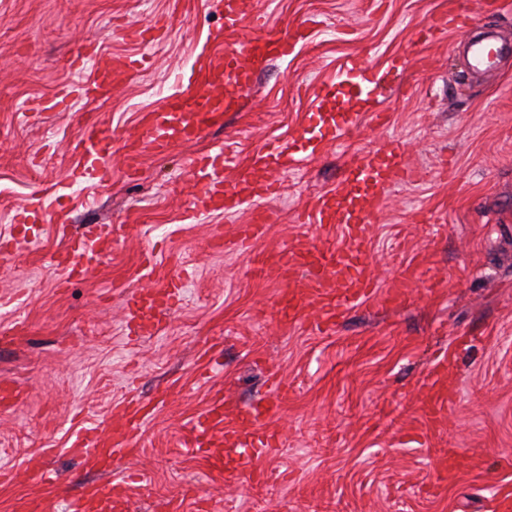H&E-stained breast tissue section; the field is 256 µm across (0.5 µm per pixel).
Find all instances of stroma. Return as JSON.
Instances as JSON below:
<instances>
[{
    "mask_svg": "<svg viewBox=\"0 0 512 512\" xmlns=\"http://www.w3.org/2000/svg\"><path fill=\"white\" fill-rule=\"evenodd\" d=\"M448 0H256L269 25L314 22L295 53L273 62L241 111L199 140L177 143L163 157L140 159L129 176L120 146L143 113L176 92L201 55L220 60L247 30L224 28L221 0H0V238L15 230L26 203L41 211L36 253L0 267V329L25 331L0 344V378L28 397L0 412V512L45 495L55 512L86 485L125 482L126 512H490L492 488L512 482V59L495 76L469 70L463 45L480 29L512 39V0H462L463 29L426 41L418 62L399 58ZM165 23L157 42L127 36L150 20ZM92 55L75 61L78 44ZM146 57L131 81L104 102L77 96L97 66L115 56ZM363 58L382 78L351 130L315 144L312 162L279 173L275 214L257 250L308 237L342 243L301 221L313 195L336 188L347 155L396 138L417 172L394 188L366 229L367 262L378 287L401 268L420 265L408 304L361 307L334 334L302 324L281 330L275 273L252 277L245 257L212 245L215 231L232 237L248 212L195 215L199 185L193 157L223 149L227 179L250 166L265 145L298 136L310 111H339L317 89L337 81L345 61ZM70 94L66 111L47 112V98ZM389 115L385 129L375 111ZM111 129L116 144L108 182L71 184L68 170L86 117ZM117 228L112 252L84 279L69 281L48 257L63 228ZM152 252L160 274H182L183 298L155 336L124 328V293L142 286L141 264ZM448 353L457 408L433 444L411 440L424 397L421 379ZM288 399L268 419L283 444L254 462L266 479H233L212 471L184 434L215 390L233 403L258 400L270 374ZM153 408L137 453L111 470L86 467L68 452L84 427L109 432L129 401ZM455 448L477 457L439 496L426 494L436 456ZM52 471L53 483L36 477Z\"/></svg>",
    "mask_w": 512,
    "mask_h": 512,
    "instance_id": "1",
    "label": "stroma"
}]
</instances>
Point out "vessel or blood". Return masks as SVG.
I'll list each match as a JSON object with an SVG mask.
<instances>
[{"mask_svg": "<svg viewBox=\"0 0 512 512\" xmlns=\"http://www.w3.org/2000/svg\"><path fill=\"white\" fill-rule=\"evenodd\" d=\"M223 4L225 28L236 31L250 26L251 37L241 48L227 49L219 62L194 65L165 105L144 115L123 144L128 175L137 174L141 154H167L176 142L198 139L211 127L222 124L225 113L238 111L252 96L259 72L271 61L288 58L306 38L307 26L303 23L285 31L269 26L258 12L255 0H223ZM463 19L456 0H451L447 11L428 21L425 34L432 37L447 33ZM503 55V49L491 50L476 42L469 48L468 66L476 72L491 73L497 70ZM139 66L138 60L114 57L110 64L96 70L81 87L80 94L88 100L110 97L113 88L138 74ZM342 76L344 85L352 88L379 86L377 75L356 60L347 62ZM347 127V120L331 122L320 112H310L296 139L262 152L251 168L241 171L229 184L224 181L223 152L201 157L194 163V175L204 184L203 192L193 202L196 212L231 214L250 210V223L239 225L236 236L225 240L223 247L248 252V269L253 275L276 272L285 287L278 301V320L284 328L305 323L315 334H333L337 319L352 308L371 304L395 309L405 305L410 288L420 279L419 266H406L388 289L378 295L365 263L366 224L382 209L387 193L413 176L405 160V147L395 139L350 156L343 172V185L355 191L357 202L345 201L342 190L332 189L315 196L303 217L304 223L319 225L323 230L342 226L346 232L343 246L325 247L301 239L271 251L252 248L273 218L267 202L279 190L274 171L306 165L311 159V143L336 138ZM77 151L84 165L72 171V180L110 178V129L96 120L85 119ZM111 249V225L91 224L81 232L67 235L64 246L51 254L50 261L67 280H79ZM142 272L150 282L147 287L128 291L124 299L125 322L128 332L154 336L162 330L163 317L179 302L182 283L176 276L156 275L149 261ZM447 373L448 359L442 356L433 361L422 379L426 395L420 404L421 417L412 432L413 438L431 441L454 414L457 396L446 383ZM287 395L281 379L275 378L261 402L239 405L229 412L224 407L223 390H215L206 408L193 419L186 442L215 471L229 466L235 474L262 479L263 474L254 469L253 461L264 452L281 447V435L268 429L265 422L280 410ZM142 423L137 413L122 409L111 435L100 434L94 428L82 429L72 435L69 450L84 463L110 468L114 460L135 453ZM473 463V457L449 449L438 459L429 493L441 494ZM125 508V490L120 484L109 489L86 486L68 504V512H124Z\"/></svg>", "mask_w": 512, "mask_h": 512, "instance_id": "b4317fda", "label": "vessel or blood"}]
</instances>
